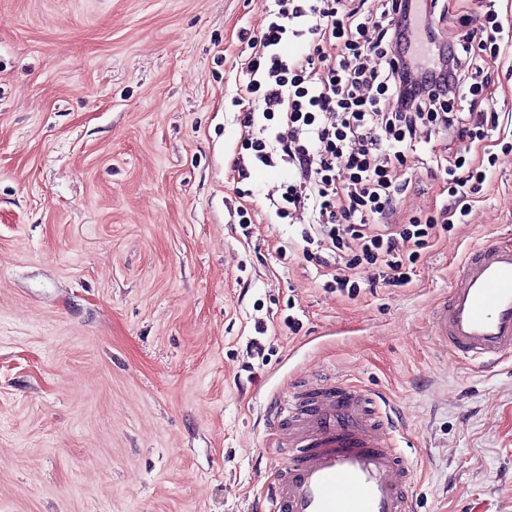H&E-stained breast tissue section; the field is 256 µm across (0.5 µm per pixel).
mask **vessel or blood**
Segmentation results:
<instances>
[{
    "instance_id": "1",
    "label": "vessel or blood",
    "mask_w": 512,
    "mask_h": 512,
    "mask_svg": "<svg viewBox=\"0 0 512 512\" xmlns=\"http://www.w3.org/2000/svg\"><path fill=\"white\" fill-rule=\"evenodd\" d=\"M440 345L488 370L512 354V247L471 253L432 311ZM285 455L254 512H416L392 409L335 377L292 382L266 407Z\"/></svg>"
}]
</instances>
